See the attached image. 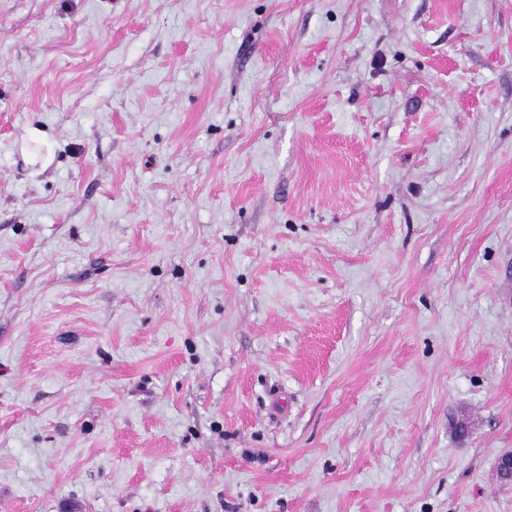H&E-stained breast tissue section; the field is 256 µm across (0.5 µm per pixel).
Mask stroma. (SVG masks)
Masks as SVG:
<instances>
[{"mask_svg":"<svg viewBox=\"0 0 512 512\" xmlns=\"http://www.w3.org/2000/svg\"><path fill=\"white\" fill-rule=\"evenodd\" d=\"M512 0H0V512H512Z\"/></svg>","mask_w":512,"mask_h":512,"instance_id":"stroma-1","label":"stroma"}]
</instances>
